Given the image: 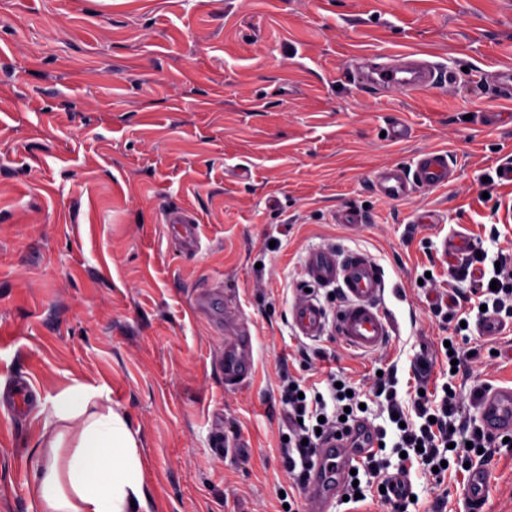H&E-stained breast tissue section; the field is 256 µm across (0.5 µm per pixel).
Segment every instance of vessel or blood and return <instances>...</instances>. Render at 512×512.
I'll return each mask as SVG.
<instances>
[{"label":"vessel or blood","mask_w":512,"mask_h":512,"mask_svg":"<svg viewBox=\"0 0 512 512\" xmlns=\"http://www.w3.org/2000/svg\"><path fill=\"white\" fill-rule=\"evenodd\" d=\"M410 70L384 65L369 73L371 84L379 87L400 86L407 91H420L435 85V68L420 50L411 51ZM451 169L448 154L428 150L418 154L413 171L399 166L381 169L373 185L377 194L392 201L407 200L414 189L433 188L447 183ZM165 220L177 228V239L186 248L195 247L199 240L198 219L188 209L169 211ZM310 284L320 288L339 289L345 302L328 317L325 309L311 296H304L291 309V321L298 335L317 337L326 327H333L348 346L371 352L389 338L393 326L385 312L386 282L381 267L368 254L352 251L338 256L325 250L313 254L307 266ZM249 339L229 338L224 342V381L238 386L248 382L251 364L247 355ZM478 418L484 432L492 437L512 434V384L490 386L478 400ZM375 444V431L365 423L352 425L349 432L330 438L317 451V458L306 481V498L310 512H331L339 496L346 472L359 457L365 456ZM488 498V471L485 465L472 467L467 484L466 500L469 512H484Z\"/></svg>","instance_id":"1"}]
</instances>
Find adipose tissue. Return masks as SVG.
I'll list each match as a JSON object with an SVG mask.
<instances>
[{
	"label": "adipose tissue",
	"instance_id": "ef3b65f1",
	"mask_svg": "<svg viewBox=\"0 0 512 512\" xmlns=\"http://www.w3.org/2000/svg\"><path fill=\"white\" fill-rule=\"evenodd\" d=\"M36 415L29 512H151L137 433L98 387L74 381Z\"/></svg>",
	"mask_w": 512,
	"mask_h": 512
}]
</instances>
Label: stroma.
<instances>
[{
    "mask_svg": "<svg viewBox=\"0 0 512 512\" xmlns=\"http://www.w3.org/2000/svg\"><path fill=\"white\" fill-rule=\"evenodd\" d=\"M423 49L445 81L414 94L364 88L359 58ZM512 64V0H0V376L31 392L73 380L102 388L139 432L152 512H285L298 495L281 448L289 380L326 391L377 373L409 403L411 365L453 385L467 415L476 386L512 383V322L480 335L489 368L449 375V238L512 249V122L485 75ZM411 130L386 132L394 118ZM443 149L450 183L395 202L372 182ZM188 208L201 247L164 221ZM358 216L355 224L346 215ZM500 240L491 244L490 227ZM363 251L383 269L389 343L364 353L332 333L299 336L290 311L311 293L310 256ZM433 287H421L423 273ZM252 339L255 377L224 382V339ZM379 457L409 472L408 512H467L468 473L436 484L401 461L388 416ZM33 411L0 407V512H28ZM486 512H512V447L498 449Z\"/></svg>",
    "mask_w": 512,
    "mask_h": 512,
    "instance_id": "stroma-1",
    "label": "stroma"
}]
</instances>
